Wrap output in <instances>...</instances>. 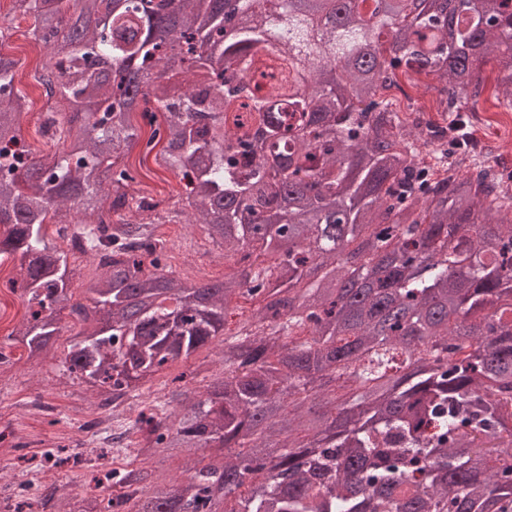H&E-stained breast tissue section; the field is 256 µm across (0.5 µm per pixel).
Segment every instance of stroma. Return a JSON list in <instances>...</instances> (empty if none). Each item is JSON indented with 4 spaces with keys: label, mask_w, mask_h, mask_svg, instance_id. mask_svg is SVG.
Listing matches in <instances>:
<instances>
[{
    "label": "stroma",
    "mask_w": 512,
    "mask_h": 512,
    "mask_svg": "<svg viewBox=\"0 0 512 512\" xmlns=\"http://www.w3.org/2000/svg\"><path fill=\"white\" fill-rule=\"evenodd\" d=\"M31 24L30 18L14 10L12 0H0V29L6 35L1 50L16 60L17 78L27 96L22 134L34 153L43 155L58 151L62 144L41 132L49 106L39 84L42 53L29 34ZM479 79L484 93L479 119L473 126V141L493 149L497 169L508 179L512 177V112L495 106V73L491 65L481 68ZM400 83L403 91L396 97V108L402 117L421 112L431 121L442 122L443 116L427 88L428 78L404 75ZM138 126L139 139L120 164L134 173L136 190L152 198L164 216L156 232L166 241L168 268L193 282L223 278L231 272V263L199 225L186 223L184 216L190 208L180 196V182L173 172L156 164L155 154L148 147L151 126L143 119ZM23 313L19 295L0 288V349L8 356L6 364L0 365V486L8 484L17 470L39 465L36 447L43 443L57 451L55 482L78 488L88 479L89 472L72 466L67 457L79 452L85 437L81 426L96 407L97 399L85 385L66 384L60 377L64 350L77 329L71 319H64L63 331L48 355L34 361L28 359L23 348L10 345L7 339ZM218 348V343L212 342L199 348L189 362L169 364L155 375V387H164L189 370L195 374L188 383L193 391L221 378Z\"/></svg>",
    "instance_id": "35a3bbf8"
}]
</instances>
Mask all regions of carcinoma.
Masks as SVG:
<instances>
[{
  "label": "carcinoma",
  "instance_id": "1",
  "mask_svg": "<svg viewBox=\"0 0 512 512\" xmlns=\"http://www.w3.org/2000/svg\"><path fill=\"white\" fill-rule=\"evenodd\" d=\"M47 51L40 159L20 134L26 94L0 53V255L28 309L16 340L31 359L85 323L62 363L99 403L220 336L224 377L180 410L155 399L112 420L178 462L165 479L128 464L78 501L49 486L54 512H512V187L469 140L483 86L512 112V0H16ZM242 11L250 22L236 21ZM283 22L322 65L269 37ZM259 63L263 83L240 73ZM437 81L444 125L401 118L399 73ZM166 142L158 162L184 182L187 223L234 258L198 285L163 264L147 222H127L135 176L113 158L136 113ZM118 219H113V216ZM70 227L100 258L90 304L73 300ZM261 306L233 334L232 305ZM348 398L338 401L339 387Z\"/></svg>",
  "mask_w": 512,
  "mask_h": 512
}]
</instances>
